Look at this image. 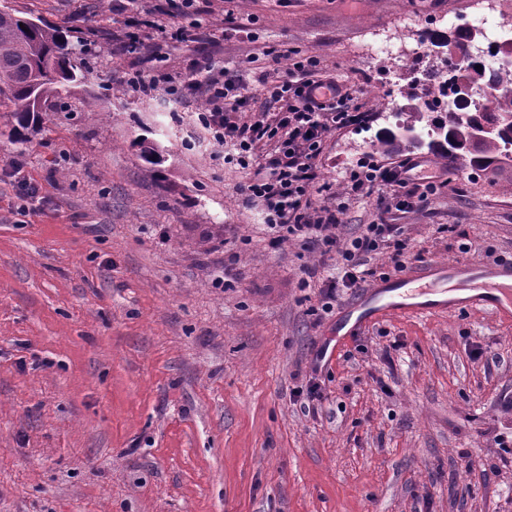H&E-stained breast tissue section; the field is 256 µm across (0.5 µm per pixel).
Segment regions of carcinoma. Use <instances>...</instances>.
<instances>
[{"label": "carcinoma", "instance_id": "1", "mask_svg": "<svg viewBox=\"0 0 512 512\" xmlns=\"http://www.w3.org/2000/svg\"><path fill=\"white\" fill-rule=\"evenodd\" d=\"M474 60L463 69L457 85L480 87L486 69ZM84 77L76 46L59 26L40 18L0 9V106L7 109L12 134L25 142L41 130L43 113L61 108L67 87ZM512 143V95H504L494 112H449L421 128L399 124L375 134L374 148L388 152L405 145L459 159L479 171H494L512 161L499 144Z\"/></svg>", "mask_w": 512, "mask_h": 512}]
</instances>
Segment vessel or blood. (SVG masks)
I'll list each match as a JSON object with an SVG mask.
<instances>
[{
  "mask_svg": "<svg viewBox=\"0 0 512 512\" xmlns=\"http://www.w3.org/2000/svg\"><path fill=\"white\" fill-rule=\"evenodd\" d=\"M511 292L512 262L495 266L425 263L400 277L374 282L363 301L344 310L327 340L341 344L347 332H360L395 311L419 315L477 307L500 311Z\"/></svg>",
  "mask_w": 512,
  "mask_h": 512,
  "instance_id": "1",
  "label": "vessel or blood"
}]
</instances>
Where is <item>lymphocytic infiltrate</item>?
Returning <instances> with one entry per match:
<instances>
[{
	"mask_svg": "<svg viewBox=\"0 0 512 512\" xmlns=\"http://www.w3.org/2000/svg\"><path fill=\"white\" fill-rule=\"evenodd\" d=\"M288 61L283 71L260 72L259 82L274 115L261 112L242 120L250 98L237 74L214 69L203 62L189 74L165 75L163 83L135 74L127 87L148 95L157 90L179 100L188 95L204 97L206 107L197 115L212 145L225 149V162L249 167L255 149L267 147L264 165L244 185L245 202L261 205L267 228L275 241L289 240L300 247L317 246L336 264L327 281L323 312H331L340 288L363 287L376 272L368 268V254L387 250L393 271H403L421 261L397 216L421 209L448 183L443 173L429 168L423 159L404 155L382 163L368 157L346 173L341 188L319 183L318 170L332 133L368 122L359 102L361 91L322 72L316 56L294 57L291 49L278 51ZM375 196L373 220L358 234L342 237V217L350 200Z\"/></svg>",
	"mask_w": 512,
	"mask_h": 512,
	"instance_id": "lymphocytic-infiltrate-1",
	"label": "lymphocytic infiltrate"
}]
</instances>
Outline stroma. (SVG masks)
<instances>
[{"label":"stroma","instance_id":"1","mask_svg":"<svg viewBox=\"0 0 512 512\" xmlns=\"http://www.w3.org/2000/svg\"><path fill=\"white\" fill-rule=\"evenodd\" d=\"M470 0H199L153 18L260 95L262 47L317 54L362 89L365 126L331 135L321 181L374 154L384 125L371 44L400 46ZM94 44L90 72L29 141L0 112V512H512V318L489 308L393 312L320 373L318 345L362 290L311 316L327 270L273 242L217 160L201 97L127 91L154 71L121 51L101 0H0ZM156 146L149 163L142 142ZM22 163L38 198L23 202ZM405 233L429 261L512 260V165L458 164ZM313 278H306L305 269ZM317 379L322 398L297 390ZM477 467L467 470L465 460Z\"/></svg>","mask_w":512,"mask_h":512}]
</instances>
